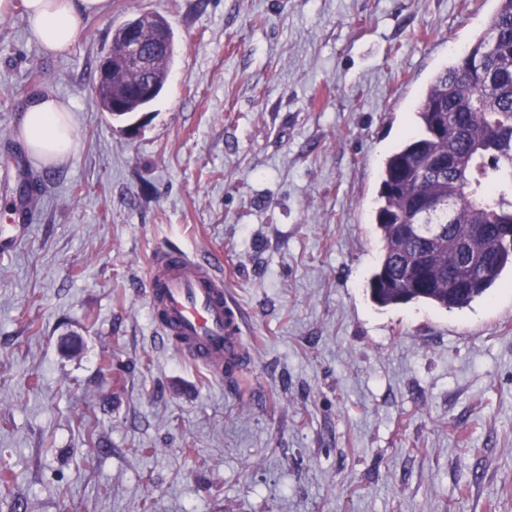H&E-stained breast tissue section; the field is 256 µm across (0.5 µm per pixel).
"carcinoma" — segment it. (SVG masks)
<instances>
[{
	"mask_svg": "<svg viewBox=\"0 0 512 512\" xmlns=\"http://www.w3.org/2000/svg\"><path fill=\"white\" fill-rule=\"evenodd\" d=\"M174 57V40L151 67L154 93L137 88L136 66L117 75L112 95L96 87L95 103L116 120L149 107L161 94ZM120 99L121 112L110 100ZM417 129L384 160L374 221L381 255L368 280L370 299L385 308L410 302L452 310L469 306L512 268V0H496L485 30L432 78L415 105ZM456 167L432 170L436 159ZM455 208L453 222L438 213L419 235L406 224L430 198ZM473 260L460 282L455 271Z\"/></svg>",
	"mask_w": 512,
	"mask_h": 512,
	"instance_id": "carcinoma-1",
	"label": "carcinoma"
}]
</instances>
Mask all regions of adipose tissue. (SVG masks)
Segmentation results:
<instances>
[{
    "instance_id": "1",
    "label": "adipose tissue",
    "mask_w": 512,
    "mask_h": 512,
    "mask_svg": "<svg viewBox=\"0 0 512 512\" xmlns=\"http://www.w3.org/2000/svg\"><path fill=\"white\" fill-rule=\"evenodd\" d=\"M25 5L31 39L58 56L69 51L89 18L107 12L109 0H25ZM73 108V103L53 97L40 98L28 108L21 133L40 159L54 162L74 151Z\"/></svg>"
}]
</instances>
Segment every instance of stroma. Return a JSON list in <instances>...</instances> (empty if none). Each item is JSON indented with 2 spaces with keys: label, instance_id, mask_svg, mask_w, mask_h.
<instances>
[{
  "label": "stroma",
  "instance_id": "1",
  "mask_svg": "<svg viewBox=\"0 0 512 512\" xmlns=\"http://www.w3.org/2000/svg\"><path fill=\"white\" fill-rule=\"evenodd\" d=\"M495 0H111L68 54L0 15V512H512V272L469 307L381 308L384 158ZM178 55L128 120L94 102L114 31ZM72 101L77 145L21 120ZM217 255L250 356L219 380L146 295L167 248ZM74 104L54 97H43L30 105L21 124L29 149L48 162L70 155L75 149L71 113ZM26 220V214L21 210L7 214L6 218L0 216V251L24 236L28 229Z\"/></svg>",
  "mask_w": 512,
  "mask_h": 512
}]
</instances>
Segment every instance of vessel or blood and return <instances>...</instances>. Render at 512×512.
I'll return each instance as SVG.
<instances>
[{
	"label": "vessel or blood",
	"instance_id": "b4317fda",
	"mask_svg": "<svg viewBox=\"0 0 512 512\" xmlns=\"http://www.w3.org/2000/svg\"><path fill=\"white\" fill-rule=\"evenodd\" d=\"M22 211L0 219V250L21 239ZM214 257L181 250L158 252L148 276V299L163 334L217 378H237L248 352L245 316L224 288Z\"/></svg>",
	"mask_w": 512,
	"mask_h": 512
}]
</instances>
